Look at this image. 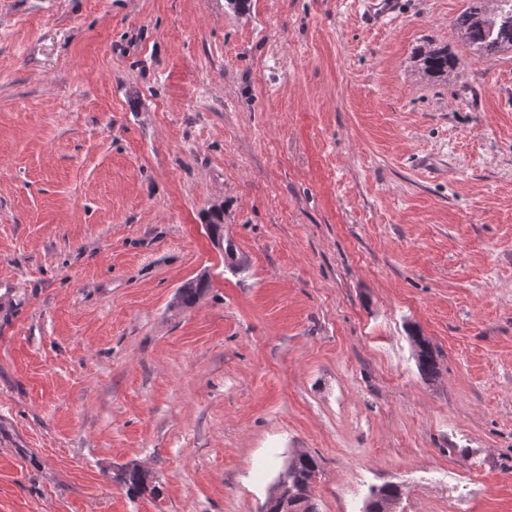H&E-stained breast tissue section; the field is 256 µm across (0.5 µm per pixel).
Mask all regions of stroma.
Returning <instances> with one entry per match:
<instances>
[{"instance_id":"obj_1","label":"stroma","mask_w":512,"mask_h":512,"mask_svg":"<svg viewBox=\"0 0 512 512\" xmlns=\"http://www.w3.org/2000/svg\"><path fill=\"white\" fill-rule=\"evenodd\" d=\"M380 2L0 0V512H512V49ZM418 57L424 73L429 76L442 77L456 67V60L448 54V49L437 47L420 49ZM205 226L217 246L224 249L225 267L233 272L242 270L245 267V260L237 253L235 245L228 241L224 247V218L218 215L211 216ZM319 461L314 456L302 452L295 454L288 461V477L286 471L282 473L273 490L270 498L263 506V512H284L278 501L283 504V509L288 510L289 484L292 488L291 509L288 512H319L317 502L312 492L313 478L319 469ZM113 480L127 488V492L141 494L149 488L148 475L136 466L127 467L114 473Z\"/></svg>"}]
</instances>
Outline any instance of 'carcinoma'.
I'll return each mask as SVG.
<instances>
[{
	"label": "carcinoma",
	"instance_id": "cac0c4a2",
	"mask_svg": "<svg viewBox=\"0 0 512 512\" xmlns=\"http://www.w3.org/2000/svg\"><path fill=\"white\" fill-rule=\"evenodd\" d=\"M488 0H467V7L455 20L456 30L465 43L485 58H493L505 48H512V0H501V12L495 26L486 25ZM418 57L423 71L429 76L442 77L456 67V60L441 48H426L419 51ZM206 229L217 244L224 248V265L233 272L245 267L232 242H224V218L218 215L210 217ZM207 287V280L199 278L185 283L178 290L179 302L183 306L196 303ZM418 364L426 375L436 372L437 361L429 346L418 343ZM319 469V461L314 456L302 452L288 461V480L292 488L291 509L289 512H318L317 502L312 492L313 478ZM113 480L127 488V492L141 494L149 488L148 475L136 466L127 467L114 473ZM399 490L393 485H385L375 493V499L366 507L365 512H384L383 505H394Z\"/></svg>",
	"mask_w": 512,
	"mask_h": 512
}]
</instances>
